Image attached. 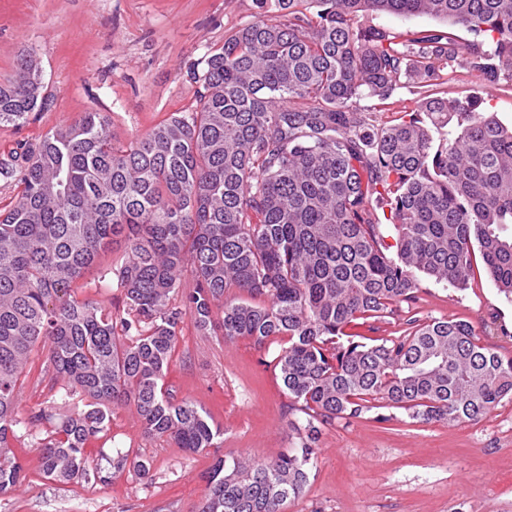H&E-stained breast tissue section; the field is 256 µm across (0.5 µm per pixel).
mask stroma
Instances as JSON below:
<instances>
[{"mask_svg":"<svg viewBox=\"0 0 512 512\" xmlns=\"http://www.w3.org/2000/svg\"><path fill=\"white\" fill-rule=\"evenodd\" d=\"M253 13V0H0V79L32 48L55 95L38 119L0 127V153L86 112L109 119L119 141L145 134L192 103L197 85L189 66ZM447 90L453 98L478 95L483 111L512 123V86L489 85L460 69ZM123 255V246L108 250L76 283L74 296L122 316L112 270ZM415 311L425 322H469L482 344L512 357V299L483 268L462 290L422 279ZM287 345L280 337L262 348L244 338L227 342L184 319L164 384L175 401L193 403L219 429L215 448L192 454L167 437L147 436L134 406H119L107 435L89 439L85 452L93 459L115 451L147 459L149 476L128 466L105 483L67 485L43 476L39 448L47 428L28 420L41 411L71 414L85 401L60 398L48 349L36 345L11 439L25 478L0 494V512H197L217 458L268 462L295 447L291 424L300 414L291 410L275 366ZM285 512H512V398L457 426L417 423L395 409L384 423L367 415L322 427L310 482Z\"/></svg>","mask_w":512,"mask_h":512,"instance_id":"35a3bbf8","label":"stroma"}]
</instances>
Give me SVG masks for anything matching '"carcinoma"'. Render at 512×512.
Returning <instances> with one entry per match:
<instances>
[{
  "label": "carcinoma",
  "mask_w": 512,
  "mask_h": 512,
  "mask_svg": "<svg viewBox=\"0 0 512 512\" xmlns=\"http://www.w3.org/2000/svg\"><path fill=\"white\" fill-rule=\"evenodd\" d=\"M254 19L189 67L194 102L143 136L118 141L98 112L0 155L20 190L0 205V493L20 483L11 452L17 385L33 347L49 345L54 381L85 409L65 415L41 448L43 475L105 481L86 441L110 407L133 405L144 433L204 452L219 431L164 389L185 316L226 340L277 356L298 447L270 462L220 458L198 512H284L310 481L320 426L479 421L512 396V357L478 343L454 318L410 315L399 336L362 341L358 327L412 309L419 276L463 289L479 248L499 291L512 294V127L449 98L458 66L512 85V0H253ZM429 16L448 30L397 36L372 14ZM474 35L467 40L458 32ZM413 89L420 106L375 125L357 112ZM37 54L0 81V126L50 110ZM456 125L455 138L432 129ZM387 208L395 244L374 212ZM125 316L71 296L72 283L115 245ZM190 271L194 287L172 297ZM221 317L214 319V310Z\"/></svg>",
  "instance_id": "cac0c4a2"
}]
</instances>
